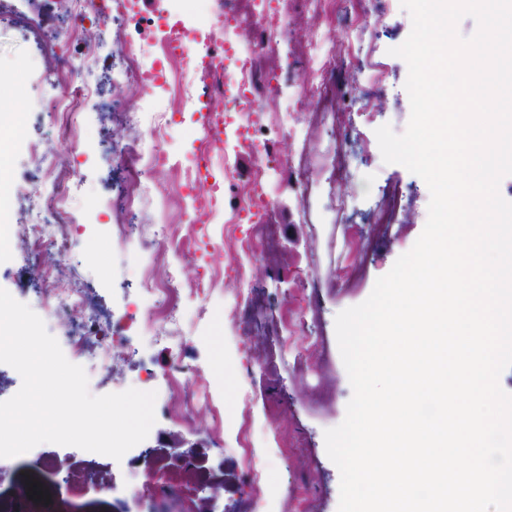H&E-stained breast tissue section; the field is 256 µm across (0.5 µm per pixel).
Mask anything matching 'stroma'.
Listing matches in <instances>:
<instances>
[{
    "instance_id": "35a3bbf8",
    "label": "stroma",
    "mask_w": 512,
    "mask_h": 512,
    "mask_svg": "<svg viewBox=\"0 0 512 512\" xmlns=\"http://www.w3.org/2000/svg\"><path fill=\"white\" fill-rule=\"evenodd\" d=\"M216 0H136L140 18L154 21L180 16L202 41L214 33ZM412 28L400 0H367L358 9L337 0L322 37L349 58L338 75L344 100L318 104L305 98L291 112L296 129L281 126L280 116L301 73L293 60L311 44L312 28L293 18L278 50L254 64V96L259 103L267 148L277 156L302 155L313 190L302 197L287 169L267 170L262 152L228 148L216 157V168L228 170L220 207L200 215L206 184L187 191L186 180L201 136L198 109L200 74L165 68V83L144 87L127 76L124 50L134 46L140 66L154 67L159 56L153 40L139 39L124 17L120 0H0V72L16 73L22 99V121L0 133V288L27 304L42 318L65 357L83 366L95 341L77 345L88 318H95L111 347L108 367L89 375L93 395L130 388L156 392L155 418L147 438L121 460L74 446L42 443L0 467V498L11 512H292L299 495H310V512H338L340 473L328 458L324 432L344 419L352 387L335 334V317L370 295L376 279L392 268L420 236L428 214L425 182L399 164L384 163L375 131L390 125L403 133L411 108L405 82L406 62L389 53ZM87 67L92 86L79 121L80 142L58 139L53 106L65 93L60 75L69 56ZM349 131L334 138L338 124ZM156 136L168 154L167 164L141 178L134 211L119 205L127 182L124 144ZM69 179V224L62 230L75 245L66 257L43 252L59 284L81 287L79 308L47 309L31 282L34 258L24 230L33 193L45 171ZM265 171V191L272 206L265 220L277 231L273 251L258 249L242 261L224 223L237 199L253 191V178ZM401 187L405 201L386 234L351 249V231L367 233L382 190ZM140 225L150 235L161 225L181 230L195 225L199 247L192 257L170 254L152 265L156 279L177 266L182 284L178 318L164 335H151L141 310L149 298L140 286L145 262L136 244L118 239L116 224ZM315 278L311 305L295 300L300 280ZM213 279L207 295L193 286ZM179 360L187 372L175 386L152 377V370ZM201 370L210 392L224 410V427L214 430L208 408H199L192 426L180 424L182 398L196 391L194 370ZM251 416L252 448L263 470L261 508H254L242 480L236 448L244 416ZM296 430L305 439L300 454L282 455L279 434ZM99 469L115 482L116 491L88 484L75 489L63 477L74 464ZM197 472L201 481H171L177 468ZM58 485L50 500L29 499L15 487L30 474ZM150 476L149 491L128 493L134 477Z\"/></svg>"
}]
</instances>
